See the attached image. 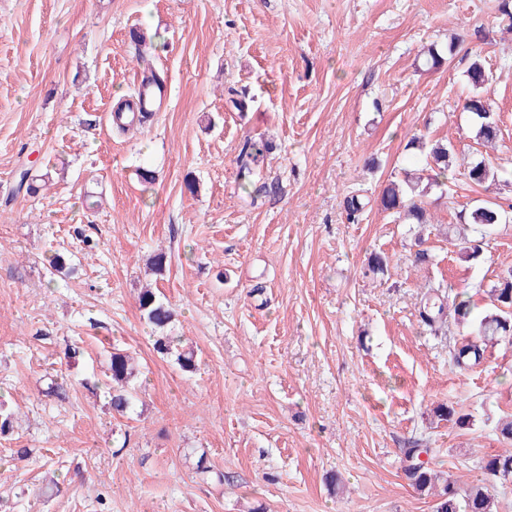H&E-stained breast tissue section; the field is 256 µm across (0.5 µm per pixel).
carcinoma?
<instances>
[{
  "instance_id": "1",
  "label": "carcinoma",
  "mask_w": 512,
  "mask_h": 512,
  "mask_svg": "<svg viewBox=\"0 0 512 512\" xmlns=\"http://www.w3.org/2000/svg\"><path fill=\"white\" fill-rule=\"evenodd\" d=\"M467 80L472 92L465 99L464 108L474 120L475 139L485 146L498 141L500 128L483 88L489 76L480 58H475L467 70ZM407 148L424 155L426 164L438 170L442 176L447 175L453 166L454 156L448 145L441 141H429L423 134L414 135L407 143ZM260 150L247 141L240 151L241 174H249L252 165L258 162ZM48 174L32 175L25 170L21 173L18 189L25 190L30 196L40 191V182ZM468 178L475 184L482 185L497 179V170L489 162L481 160L468 166ZM432 183L421 180L405 179L401 182L391 181L382 190L380 204L382 209L398 215L404 221L414 224H428L427 209L423 197ZM463 224L471 228L472 234L460 238L461 256L476 260L483 255L485 238L494 228L502 223V207L492 202H480L460 215ZM490 301L494 311L485 315L473 331L476 338H465L453 349L452 359L461 370L478 365L483 360L484 350L502 338L512 339V270L501 275L490 290ZM139 309L148 323L154 328L153 349L161 355L172 353L173 337L167 334L172 323L174 310L160 301L150 289L141 291L138 296ZM472 304L468 299L449 298L441 290H436L423 302L419 316L427 326L434 327L447 322L453 316L457 325L470 323ZM135 376L132 358L121 352H114L110 358L109 378L112 380L110 405L112 412L125 416L133 410L136 396L132 391L131 381ZM433 416L439 421L451 422L459 428L470 425L469 414L452 403H441L433 409ZM478 468L485 478L462 486L460 480L453 479L435 471L431 466L411 463L405 473L411 485L421 493H430L435 498L434 512H497V506L490 494L486 481L490 479H512V453L486 455L478 460Z\"/></svg>"
}]
</instances>
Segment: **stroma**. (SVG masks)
I'll return each mask as SVG.
<instances>
[{"label": "stroma", "instance_id": "1", "mask_svg": "<svg viewBox=\"0 0 512 512\" xmlns=\"http://www.w3.org/2000/svg\"><path fill=\"white\" fill-rule=\"evenodd\" d=\"M453 40L440 69H420L424 46ZM477 57L501 129L492 149L464 108ZM148 66L170 98L120 134L116 97ZM415 133L457 158L422 227L379 203L423 167L406 147ZM248 137L264 158L244 179ZM483 158L498 180L478 186L466 172ZM26 169L49 176L38 196L17 191ZM480 201L512 204L503 0H0V402L14 414L0 512H433L405 475L410 446L469 482L480 457L507 449L495 428L512 415V341L461 370V328L433 334L418 316L439 281L481 316L512 269V212L482 262L445 235ZM62 248L73 274L49 266ZM159 249L160 276L148 267ZM373 252L386 273H368ZM147 285L174 308L196 372L153 350ZM116 349L139 364L124 418L85 384ZM442 402L472 426L434 418ZM19 448L29 456L14 459ZM202 455L213 475L198 473Z\"/></svg>", "mask_w": 512, "mask_h": 512}]
</instances>
